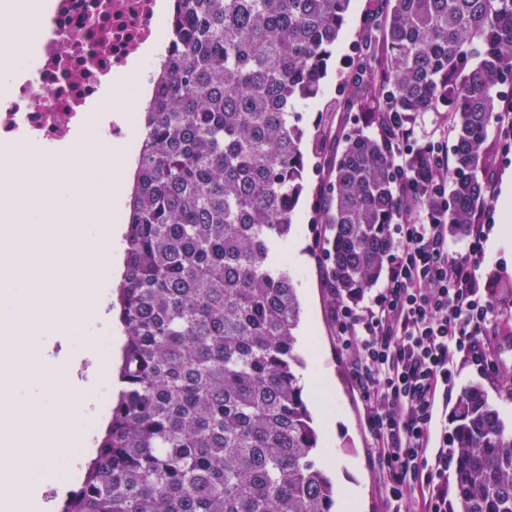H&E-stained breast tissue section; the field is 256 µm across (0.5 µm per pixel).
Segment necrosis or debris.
Listing matches in <instances>:
<instances>
[{
	"label": "necrosis or debris",
	"instance_id": "4bbe7bcc",
	"mask_svg": "<svg viewBox=\"0 0 512 512\" xmlns=\"http://www.w3.org/2000/svg\"><path fill=\"white\" fill-rule=\"evenodd\" d=\"M33 17L34 49L0 91V146L40 145L59 159L111 78L148 45L169 43L159 0H52Z\"/></svg>",
	"mask_w": 512,
	"mask_h": 512
}]
</instances>
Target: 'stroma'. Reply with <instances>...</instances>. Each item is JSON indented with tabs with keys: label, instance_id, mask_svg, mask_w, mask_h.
Wrapping results in <instances>:
<instances>
[{
	"label": "stroma",
	"instance_id": "obj_1",
	"mask_svg": "<svg viewBox=\"0 0 512 512\" xmlns=\"http://www.w3.org/2000/svg\"><path fill=\"white\" fill-rule=\"evenodd\" d=\"M373 7V0H351L346 24L329 61L322 94L303 112V121L311 133H324L330 142L353 122L352 115L336 110L334 102L349 69L347 56L351 47L358 44L364 18ZM321 176L317 156H309L295 234L282 252L286 268L299 284L304 308L299 332V353L304 360L303 398L319 428V454L332 465L338 496H345L349 486H357L362 500L358 512H385L384 491L371 458V436L362 401L350 378V356L336 343L333 306L317 261L322 227L313 218L317 209L315 190ZM115 334L112 315L104 310L84 321L81 335L51 334L31 341L34 348L47 351L59 365L75 373L77 382L72 392L62 396L59 411L62 422L87 442L99 432L102 418L83 416L78 406L83 401L96 406L103 382L92 370L82 338L95 337L101 348L108 349Z\"/></svg>",
	"mask_w": 512,
	"mask_h": 512
}]
</instances>
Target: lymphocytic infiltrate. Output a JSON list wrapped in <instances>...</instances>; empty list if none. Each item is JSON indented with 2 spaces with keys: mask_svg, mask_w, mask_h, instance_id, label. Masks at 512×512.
<instances>
[{
  "mask_svg": "<svg viewBox=\"0 0 512 512\" xmlns=\"http://www.w3.org/2000/svg\"><path fill=\"white\" fill-rule=\"evenodd\" d=\"M492 220V206H483L465 254L454 257L447 225L403 205L382 288L364 305L336 306L337 340L351 354L386 512H448L451 458L447 443L434 441L435 420L448 407L455 357L481 373L496 370L498 291L477 273L483 226Z\"/></svg>",
  "mask_w": 512,
  "mask_h": 512,
  "instance_id": "lymphocytic-infiltrate-1",
  "label": "lymphocytic infiltrate"
}]
</instances>
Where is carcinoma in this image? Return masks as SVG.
I'll list each match as a JSON object with an SVG mask.
<instances>
[{"label": "carcinoma", "instance_id": "cac0c4a2", "mask_svg": "<svg viewBox=\"0 0 512 512\" xmlns=\"http://www.w3.org/2000/svg\"><path fill=\"white\" fill-rule=\"evenodd\" d=\"M144 112L114 288L122 389L60 512H333L302 397L297 283L284 268L304 192L301 106L321 93L350 0H176ZM345 76L355 113L323 157L320 260L330 302L355 301L397 248L408 199L463 237L502 148L488 128L512 78V0H379ZM446 112L448 197L406 126ZM448 436L454 512H512V425L478 384Z\"/></svg>", "mask_w": 512, "mask_h": 512}]
</instances>
